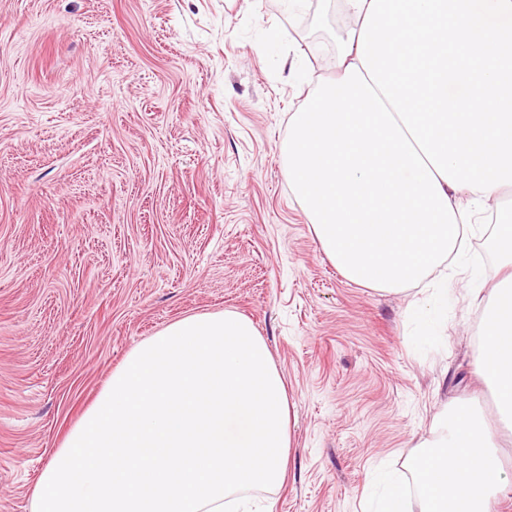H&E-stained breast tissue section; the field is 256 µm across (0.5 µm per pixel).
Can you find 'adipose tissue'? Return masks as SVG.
Returning <instances> with one entry per match:
<instances>
[{"label": "adipose tissue", "mask_w": 512, "mask_h": 512, "mask_svg": "<svg viewBox=\"0 0 512 512\" xmlns=\"http://www.w3.org/2000/svg\"><path fill=\"white\" fill-rule=\"evenodd\" d=\"M477 372L492 392L500 417L512 420V276L494 289L481 319ZM418 487L384 478L372 512H494L501 493L512 485L485 413L472 405L444 412L431 436L409 460Z\"/></svg>", "instance_id": "adipose-tissue-1"}]
</instances>
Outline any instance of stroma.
I'll use <instances>...</instances> for the list:
<instances>
[{
  "instance_id": "35a3bbf8",
  "label": "stroma",
  "mask_w": 512,
  "mask_h": 512,
  "mask_svg": "<svg viewBox=\"0 0 512 512\" xmlns=\"http://www.w3.org/2000/svg\"><path fill=\"white\" fill-rule=\"evenodd\" d=\"M318 0H0V512L33 486L109 375L182 318L234 312L292 406L274 512H365L436 418L482 406V305L507 271L374 290L321 250L282 155L335 74ZM305 76L289 77L290 55Z\"/></svg>"
}]
</instances>
